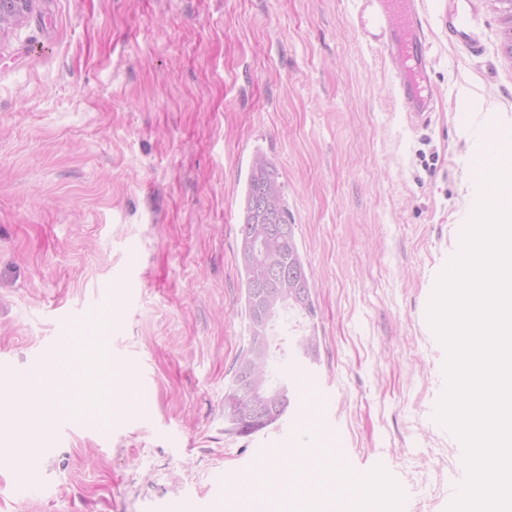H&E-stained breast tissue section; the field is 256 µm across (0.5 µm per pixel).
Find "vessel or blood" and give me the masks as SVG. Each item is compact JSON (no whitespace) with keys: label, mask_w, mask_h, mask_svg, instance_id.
<instances>
[{"label":"vessel or blood","mask_w":512,"mask_h":512,"mask_svg":"<svg viewBox=\"0 0 512 512\" xmlns=\"http://www.w3.org/2000/svg\"><path fill=\"white\" fill-rule=\"evenodd\" d=\"M419 3L420 0H358L357 12L363 38L396 51L404 61L403 70L395 76V86L406 119L415 130L426 124L433 104V58ZM447 16L449 32L467 42L471 49H479L481 39L471 0H448ZM293 375L318 406H326L329 392L316 370L301 365L294 368Z\"/></svg>","instance_id":"obj_1"}]
</instances>
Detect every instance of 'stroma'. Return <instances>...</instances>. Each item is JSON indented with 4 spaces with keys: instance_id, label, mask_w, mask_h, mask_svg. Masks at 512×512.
<instances>
[{
    "instance_id": "obj_1",
    "label": "stroma",
    "mask_w": 512,
    "mask_h": 512,
    "mask_svg": "<svg viewBox=\"0 0 512 512\" xmlns=\"http://www.w3.org/2000/svg\"><path fill=\"white\" fill-rule=\"evenodd\" d=\"M481 52L422 4L434 111L410 130L397 55L356 0H33L0 35V390L57 379L39 429L0 416V512H236L287 454L229 433L247 346L239 204L277 167L311 274L328 440L302 387L288 417L378 512H447L467 478L436 419L448 353L429 320L474 213L475 168L512 132V56L493 0ZM473 107L461 117L454 102Z\"/></svg>"
}]
</instances>
